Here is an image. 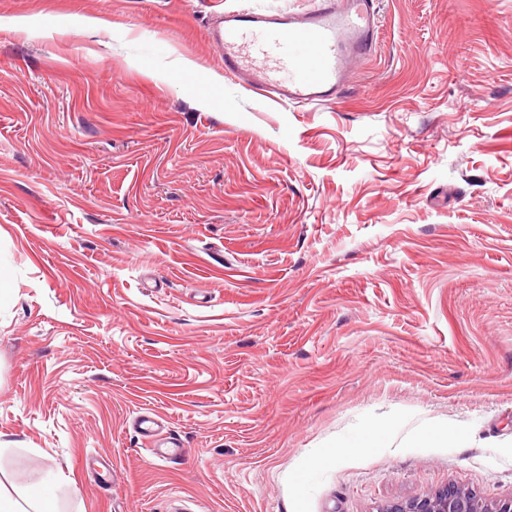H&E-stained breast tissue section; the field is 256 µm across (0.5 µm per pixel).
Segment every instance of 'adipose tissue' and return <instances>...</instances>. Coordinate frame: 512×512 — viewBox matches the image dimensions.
<instances>
[{
    "mask_svg": "<svg viewBox=\"0 0 512 512\" xmlns=\"http://www.w3.org/2000/svg\"><path fill=\"white\" fill-rule=\"evenodd\" d=\"M62 473L32 486L0 467V512H59L58 490L67 485Z\"/></svg>",
    "mask_w": 512,
    "mask_h": 512,
    "instance_id": "adipose-tissue-1",
    "label": "adipose tissue"
}]
</instances>
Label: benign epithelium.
I'll list each match as a JSON object with an SVG mask.
<instances>
[{
  "instance_id": "benign-epithelium-1",
  "label": "benign epithelium",
  "mask_w": 512,
  "mask_h": 512,
  "mask_svg": "<svg viewBox=\"0 0 512 512\" xmlns=\"http://www.w3.org/2000/svg\"><path fill=\"white\" fill-rule=\"evenodd\" d=\"M380 512H512V495L494 503L453 483L428 495L393 501Z\"/></svg>"
}]
</instances>
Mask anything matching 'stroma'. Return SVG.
Segmentation results:
<instances>
[{
  "mask_svg": "<svg viewBox=\"0 0 512 512\" xmlns=\"http://www.w3.org/2000/svg\"><path fill=\"white\" fill-rule=\"evenodd\" d=\"M240 3L0 0L28 21L0 29L12 471L72 478L61 512L512 495V0H379L304 106L225 80Z\"/></svg>",
  "mask_w": 512,
  "mask_h": 512,
  "instance_id": "obj_1",
  "label": "stroma"
}]
</instances>
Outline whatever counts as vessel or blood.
Wrapping results in <instances>:
<instances>
[{
  "label": "vessel or blood",
  "mask_w": 512,
  "mask_h": 512,
  "mask_svg": "<svg viewBox=\"0 0 512 512\" xmlns=\"http://www.w3.org/2000/svg\"><path fill=\"white\" fill-rule=\"evenodd\" d=\"M377 0H315L302 12L249 0L209 29L224 76L278 105L323 104L350 84L353 62L373 43Z\"/></svg>",
  "instance_id": "obj_1"
}]
</instances>
